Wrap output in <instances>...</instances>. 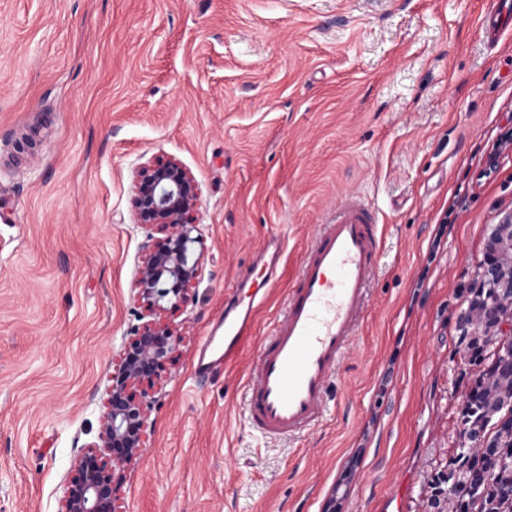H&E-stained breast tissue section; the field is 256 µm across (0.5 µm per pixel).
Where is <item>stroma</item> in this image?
I'll list each match as a JSON object with an SVG mask.
<instances>
[{
  "label": "stroma",
  "instance_id": "obj_1",
  "mask_svg": "<svg viewBox=\"0 0 512 512\" xmlns=\"http://www.w3.org/2000/svg\"><path fill=\"white\" fill-rule=\"evenodd\" d=\"M498 0H0V512H60L143 303L131 176L201 187L190 328L118 512H430L475 374L457 317L512 215V27ZM383 232L329 411L275 442L244 410L257 347L341 196ZM283 272L238 355L201 343L270 234Z\"/></svg>",
  "mask_w": 512,
  "mask_h": 512
}]
</instances>
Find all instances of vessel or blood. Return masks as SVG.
<instances>
[{
    "mask_svg": "<svg viewBox=\"0 0 512 512\" xmlns=\"http://www.w3.org/2000/svg\"><path fill=\"white\" fill-rule=\"evenodd\" d=\"M381 250L372 207L355 195L341 197L333 217L306 248L283 314L264 337L247 374L245 405L251 424L274 441L305 433L328 409V387L352 347L365 313ZM249 275L224 310V340L205 337L195 364L204 377L233 359L254 329L260 303Z\"/></svg>",
    "mask_w": 512,
    "mask_h": 512,
    "instance_id": "b4317fda",
    "label": "vessel or blood"
}]
</instances>
